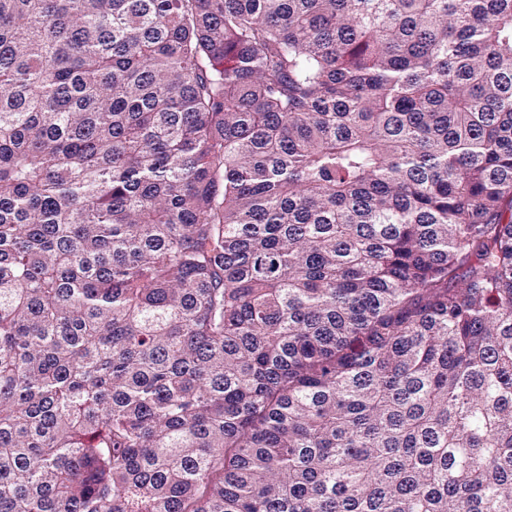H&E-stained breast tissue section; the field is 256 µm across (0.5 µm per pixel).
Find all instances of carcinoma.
<instances>
[{"label": "carcinoma", "mask_w": 512, "mask_h": 512, "mask_svg": "<svg viewBox=\"0 0 512 512\" xmlns=\"http://www.w3.org/2000/svg\"><path fill=\"white\" fill-rule=\"evenodd\" d=\"M0 512H512V0H0Z\"/></svg>", "instance_id": "1"}]
</instances>
